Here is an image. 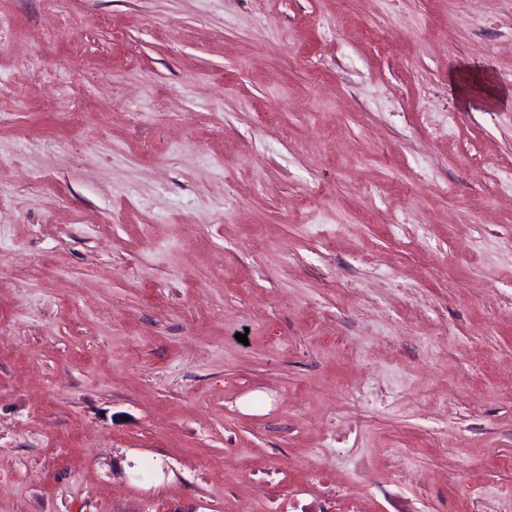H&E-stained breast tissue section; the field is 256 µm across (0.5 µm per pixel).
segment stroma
<instances>
[{
    "label": "stroma",
    "instance_id": "stroma-1",
    "mask_svg": "<svg viewBox=\"0 0 512 512\" xmlns=\"http://www.w3.org/2000/svg\"><path fill=\"white\" fill-rule=\"evenodd\" d=\"M464 62L512 0H0V512H512Z\"/></svg>",
    "mask_w": 512,
    "mask_h": 512
}]
</instances>
